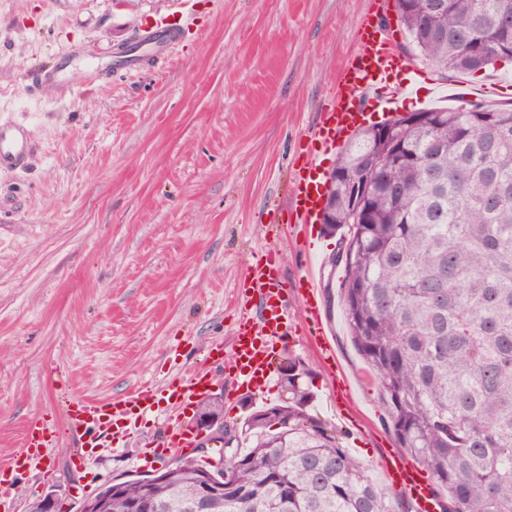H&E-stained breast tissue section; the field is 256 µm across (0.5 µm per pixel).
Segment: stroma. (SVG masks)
Returning <instances> with one entry per match:
<instances>
[{"mask_svg": "<svg viewBox=\"0 0 512 512\" xmlns=\"http://www.w3.org/2000/svg\"><path fill=\"white\" fill-rule=\"evenodd\" d=\"M172 0H0V117L26 124V170H0V462L44 417L59 440L41 469L19 475L6 512H29L54 492L80 512L103 484L172 464L157 454L164 420L142 419L124 444L81 449L64 425L69 400L112 399L175 368H204L224 386V421L276 402L270 380L246 392L229 359L241 315L238 294L255 260L278 255L288 292V340L315 392L313 412L346 433L394 512H414L378 464L396 438L372 373L353 345L331 265L340 240L322 225L306 241L275 229L302 166L306 134L330 104L336 73L358 36L369 0H197L167 58L111 80L84 83L87 65L109 70L118 45L167 14ZM79 55L65 85L32 93L27 77ZM404 108L512 101V62L444 76L408 62ZM313 266L336 356L321 360L307 334L299 278ZM223 353L206 358L212 343ZM83 466H76L77 454Z\"/></svg>", "mask_w": 512, "mask_h": 512, "instance_id": "obj_1", "label": "stroma"}]
</instances>
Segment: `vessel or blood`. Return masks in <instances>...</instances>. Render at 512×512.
<instances>
[{"instance_id":"vessel-or-blood-1","label":"vessel or blood","mask_w":512,"mask_h":512,"mask_svg":"<svg viewBox=\"0 0 512 512\" xmlns=\"http://www.w3.org/2000/svg\"><path fill=\"white\" fill-rule=\"evenodd\" d=\"M196 0H174L175 18H162L155 25L140 28L136 41L149 47V61H160L177 43L180 17L193 12ZM403 61L396 57L390 44L381 37L377 25L363 19L358 36V48L351 53L336 74V97L322 110L309 134L311 141L327 149L336 148L339 140L354 133L361 125L363 113L359 107L363 95H372L385 112L398 110L411 75L405 74ZM31 151L27 131L20 125L0 121V168L22 164ZM304 172L299 175L290 210L296 223L318 221L321 179L316 154H307ZM276 252H268L264 261L252 266L247 287L259 299V315L243 314L235 332L231 367L235 386L260 389L270 380L275 355L288 338V306L276 286ZM305 319L314 332V344L320 357L329 359L335 352L323 324L318 305V290L314 273H306L301 293ZM210 381L204 372L185 379L174 375L161 387L139 386L123 398L107 401L74 399L65 417L68 424L88 437L90 447L99 448L122 441L137 427L140 418L155 413L160 403H167L170 414L165 419L168 450L190 447L195 439L191 428L181 417L184 405L202 396ZM57 445V435L49 426L28 423L26 441L10 465H0V496L13 486L18 469H33L42 464ZM390 487L410 499L415 512H439L441 505L429 480L423 477L418 464L398 453L388 452L380 460Z\"/></svg>"}]
</instances>
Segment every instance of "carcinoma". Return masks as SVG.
<instances>
[{"mask_svg":"<svg viewBox=\"0 0 512 512\" xmlns=\"http://www.w3.org/2000/svg\"><path fill=\"white\" fill-rule=\"evenodd\" d=\"M395 0L416 57L444 73L495 64L471 41L512 52V0ZM390 152L359 134L329 189L352 343L372 369L398 447L425 468L443 512H512V104L422 110ZM364 169L373 223H352L348 181ZM304 365L286 396L224 427V494L212 512H393L336 429L311 413ZM199 462L182 457L122 481L110 512L145 487L156 512H193Z\"/></svg>","mask_w":512,"mask_h":512,"instance_id":"obj_1","label":"carcinoma"}]
</instances>
